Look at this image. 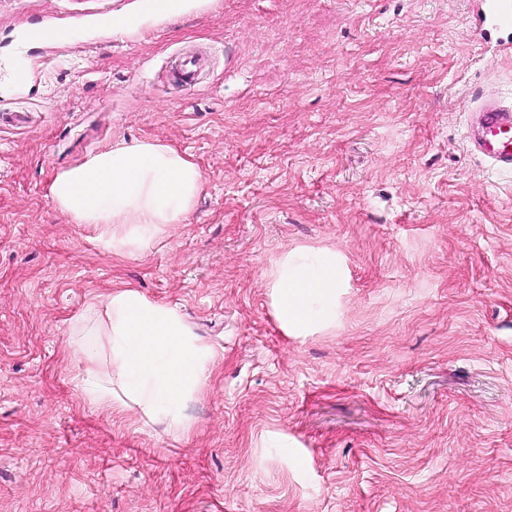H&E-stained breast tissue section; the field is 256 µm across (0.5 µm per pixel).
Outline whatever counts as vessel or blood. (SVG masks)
<instances>
[{"mask_svg": "<svg viewBox=\"0 0 512 512\" xmlns=\"http://www.w3.org/2000/svg\"><path fill=\"white\" fill-rule=\"evenodd\" d=\"M476 2L473 23L481 38L512 32V0ZM205 66L202 58L185 57L173 66L171 75L175 83L190 90L197 86ZM475 101L466 136L470 150L483 156L493 168L512 170V104L488 95L476 96Z\"/></svg>", "mask_w": 512, "mask_h": 512, "instance_id": "b4317fda", "label": "vessel or blood"}]
</instances>
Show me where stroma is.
<instances>
[{"label": "stroma", "instance_id": "1", "mask_svg": "<svg viewBox=\"0 0 512 512\" xmlns=\"http://www.w3.org/2000/svg\"><path fill=\"white\" fill-rule=\"evenodd\" d=\"M135 0H0V512H512V171L471 154L512 49L473 0H214L82 49L16 44ZM208 61L198 88L168 77ZM190 155L188 223L116 258L52 203L119 140ZM344 259L336 324L284 334L262 273ZM128 283L222 355L173 437L75 393L89 301Z\"/></svg>", "mask_w": 512, "mask_h": 512}]
</instances>
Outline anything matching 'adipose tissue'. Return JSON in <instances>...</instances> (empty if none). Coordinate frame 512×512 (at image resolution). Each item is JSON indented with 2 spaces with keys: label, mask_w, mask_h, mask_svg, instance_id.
<instances>
[{
  "label": "adipose tissue",
  "mask_w": 512,
  "mask_h": 512,
  "mask_svg": "<svg viewBox=\"0 0 512 512\" xmlns=\"http://www.w3.org/2000/svg\"><path fill=\"white\" fill-rule=\"evenodd\" d=\"M204 186L186 153L150 140L117 141L57 173L56 207L75 223L98 229L116 257H135L186 223ZM344 268L332 249L284 250L265 276L274 316L289 336H310L336 322V290ZM107 337L110 365L101 369L87 337ZM68 352L77 364L72 386L108 414L134 412L146 424L183 436L195 427L189 403L209 388L215 348L199 339L174 305L123 285L97 296L71 325Z\"/></svg>",
  "instance_id": "1"
}]
</instances>
